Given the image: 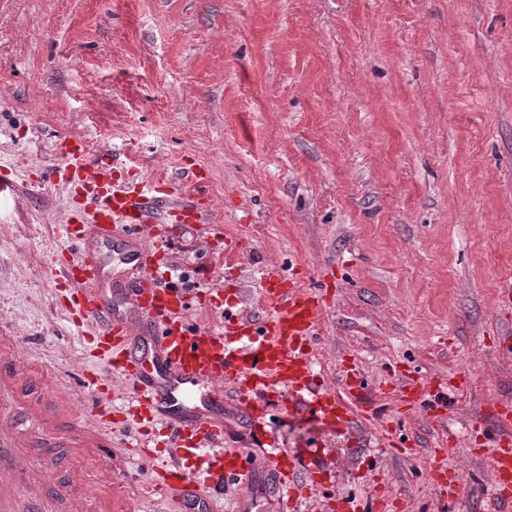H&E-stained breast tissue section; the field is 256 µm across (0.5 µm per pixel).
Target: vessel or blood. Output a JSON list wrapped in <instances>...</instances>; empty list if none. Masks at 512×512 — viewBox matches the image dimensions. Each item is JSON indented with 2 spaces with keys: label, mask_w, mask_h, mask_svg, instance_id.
Instances as JSON below:
<instances>
[{
  "label": "vessel or blood",
  "mask_w": 512,
  "mask_h": 512,
  "mask_svg": "<svg viewBox=\"0 0 512 512\" xmlns=\"http://www.w3.org/2000/svg\"><path fill=\"white\" fill-rule=\"evenodd\" d=\"M62 177L79 207L66 217L65 262L57 277L69 293L73 325L90 337L88 358L116 371L135 394L122 410L96 404L86 413L48 408L47 373L18 355L13 337L0 338V512H15L18 488L31 487L30 512H45L35 488L44 448L65 443L75 458L60 492L78 487L85 498L73 512H112L116 502L106 453L86 431L95 422L107 428L136 429L142 435L163 430L164 462L156 488L167 497L188 485L206 495H222L224 483L252 471L272 468L281 486L280 512H287L304 488L323 485L330 471L328 449L314 444L302 456L277 447L262 457L224 446V421L212 414L232 388L253 422H262L270 403L296 410L339 435H350L364 421L358 406L365 381L353 367L340 372V388L316 381L312 348L324 318L321 292L310 291L268 271L262 285L266 317L261 323L224 310L221 330L193 328L187 322L191 299L168 282L175 268L165 241L154 227L159 219L204 223L209 211L202 196L170 189L144 192L115 179V166L92 158L85 143L63 144ZM140 270L127 287L112 280L113 265ZM401 405L410 411L443 404L442 393L412 380L400 386ZM502 429L490 451L500 486L512 483V406L495 410Z\"/></svg>",
  "instance_id": "obj_1"
}]
</instances>
